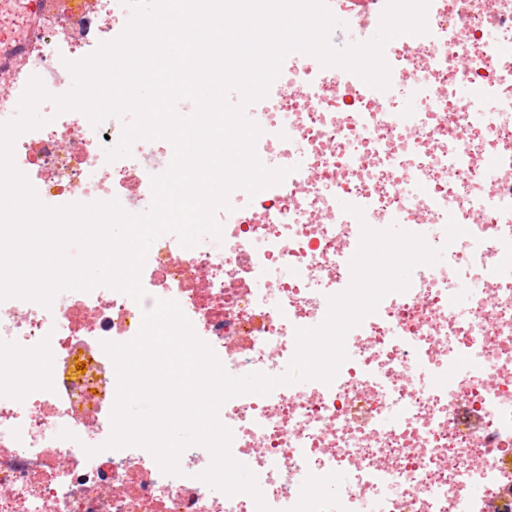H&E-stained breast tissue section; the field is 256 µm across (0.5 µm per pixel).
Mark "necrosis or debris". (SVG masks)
I'll return each mask as SVG.
<instances>
[{"mask_svg": "<svg viewBox=\"0 0 512 512\" xmlns=\"http://www.w3.org/2000/svg\"><path fill=\"white\" fill-rule=\"evenodd\" d=\"M35 13L42 29L29 23ZM125 13L117 0H0V123L31 78L50 95L43 125L13 147L46 206L115 200L145 212L152 177L170 164L149 140L109 160L123 122L95 126L54 102L69 90V63L121 35ZM491 21L493 50L483 37ZM384 59L394 74L386 93L361 89L354 73L318 76L311 55L284 71L287 91L255 151L287 169L295 146L303 166L255 196L232 190L239 219L223 225L219 249L156 239L142 301L104 285L48 306L0 300V368L36 364L23 382L0 372V512H255L249 493L200 480L212 461L204 445L181 452L176 475L144 448H107L118 379L103 345L131 342L144 312L173 300L229 374H269L295 356L297 330L319 327L330 297L349 287L363 227L384 224L432 225L427 243L446 266H417L405 291L350 331L354 355L332 383L228 399L219 419L233 434L230 455L252 468L271 512H364L371 500L378 512H512V234L489 231L512 214V94L477 120L459 97L464 84L500 94L512 76V0H435L427 33L395 38ZM418 84L426 107L401 115ZM340 197L360 206L362 223L343 222ZM451 219L465 232L450 244L440 228ZM455 280L478 288L470 313L452 305ZM338 471L334 500L307 495Z\"/></svg>", "mask_w": 512, "mask_h": 512, "instance_id": "obj_1", "label": "necrosis or debris"}]
</instances>
